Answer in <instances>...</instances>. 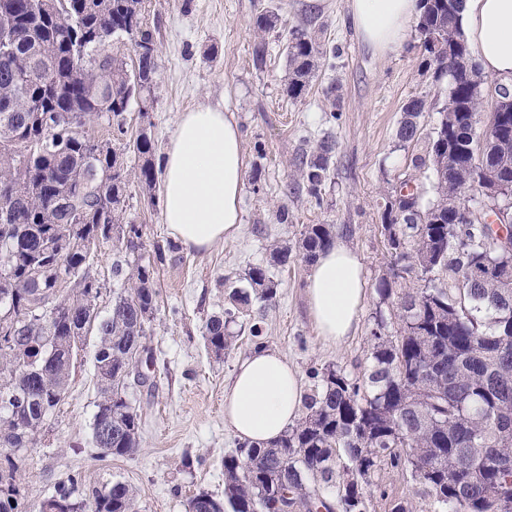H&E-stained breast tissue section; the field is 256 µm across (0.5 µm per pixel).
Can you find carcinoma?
I'll use <instances>...</instances> for the list:
<instances>
[{
    "label": "carcinoma",
    "mask_w": 512,
    "mask_h": 512,
    "mask_svg": "<svg viewBox=\"0 0 512 512\" xmlns=\"http://www.w3.org/2000/svg\"><path fill=\"white\" fill-rule=\"evenodd\" d=\"M0 30L14 41L0 53V512H18L15 458L37 445L62 402L86 337L98 400L93 425L108 422V440L93 447L126 458L140 445L141 417L127 398L134 372L154 366L148 327L158 309L155 265L143 259L141 225L126 217L130 179L158 205L155 143L144 129L127 143L131 104L153 108L156 48L143 0H8ZM461 0H420L417 32L434 78H448L441 120L413 166L434 176V200L401 215L393 246V276L416 272L423 285L398 294L396 334L383 319L370 332L369 363L359 371L312 367L302 417L274 443L237 444L224 457V498L200 492L188 512H368L364 487L378 464L410 473L433 512H512V246L487 231L485 219L506 223L512 243L511 127L489 152H477L472 118L482 106L484 79L469 61ZM131 41L139 72L110 53L112 38ZM288 95L304 97L324 51L307 30L288 31ZM83 60L72 76L73 56ZM424 101L404 107L401 141L415 140ZM105 116L112 139L85 130V118ZM140 164L128 169L125 155ZM333 143L300 160L308 193L320 198ZM485 170L501 184L484 210L464 217L461 189ZM124 257L113 273L125 287L106 317L91 275L98 249ZM333 243L328 224L304 227L300 248L309 262ZM246 281L270 305L279 283L264 266ZM230 307L203 327L207 348L232 350L235 315L250 294L224 280ZM327 490L333 500L321 495ZM52 496L72 512H134L136 490L116 481L83 488L70 476Z\"/></svg>",
    "instance_id": "obj_1"
}]
</instances>
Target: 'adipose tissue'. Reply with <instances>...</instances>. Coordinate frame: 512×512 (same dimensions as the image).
Instances as JSON below:
<instances>
[{"label": "adipose tissue", "mask_w": 512, "mask_h": 512, "mask_svg": "<svg viewBox=\"0 0 512 512\" xmlns=\"http://www.w3.org/2000/svg\"><path fill=\"white\" fill-rule=\"evenodd\" d=\"M359 39L383 55L404 40L418 0H350ZM460 17L473 59L483 73L512 90V0H461ZM245 169L241 135L231 116L206 104L182 113L160 175L161 212L185 250L206 252L236 238ZM365 293L362 263L341 240L320 252L307 285L309 315L323 339L351 336ZM298 369L274 347L254 346L224 394V422L239 440L271 443L302 412Z\"/></svg>", "instance_id": "ef3b65f1"}]
</instances>
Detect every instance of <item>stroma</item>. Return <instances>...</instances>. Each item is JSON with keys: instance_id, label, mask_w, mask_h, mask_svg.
I'll use <instances>...</instances> for the list:
<instances>
[{"instance_id": "35a3bbf8", "label": "stroma", "mask_w": 512, "mask_h": 512, "mask_svg": "<svg viewBox=\"0 0 512 512\" xmlns=\"http://www.w3.org/2000/svg\"><path fill=\"white\" fill-rule=\"evenodd\" d=\"M277 2L275 29L259 33L258 13ZM145 21L157 50L152 111L131 106L130 134L148 130L157 151H164L179 115L203 104H223L233 113L242 137L247 172H260L262 189H245L238 239L206 252L171 248L161 213L130 183L128 219L142 227L147 251L166 247L157 268L158 312L149 325L155 365L152 388L128 390L142 418L139 451L129 458L98 456L91 443L97 401L93 365L94 338H87L67 393L38 444L19 462L23 512L37 509L56 482L79 476L84 484L105 487L123 481L136 490L137 512H186L188 500L205 491L224 494V457L238 440L224 423V389L241 358L252 348L238 331L235 349L215 359L202 338L206 320L228 308L223 280L242 281L249 267L271 265L278 282L275 305L252 303L265 341L276 347L300 373L334 364L365 366L376 314L395 325V301L380 303L375 288L391 273V256L382 228V212L399 181L416 177L420 205L434 198L430 173L412 165L418 145L398 136L404 106L414 98L425 108L419 137L428 141L448 96L447 80H435L426 64L416 29H409L394 52L376 55L359 42L350 22L349 0H145ZM305 27L331 55L316 71L305 98L284 91L288 64L283 44L288 30ZM265 41L268 55L256 67L252 49ZM334 150L319 197L302 185L297 159L314 153L321 140ZM287 209V223L277 214ZM308 224H329L333 235L359 255L366 281L357 331L339 345L322 341L310 320L305 287L312 265L297 244ZM292 246L287 267L271 264L273 242ZM368 512H390L398 499L414 512H428L427 501L409 474L381 462L367 488Z\"/></svg>"}]
</instances>
